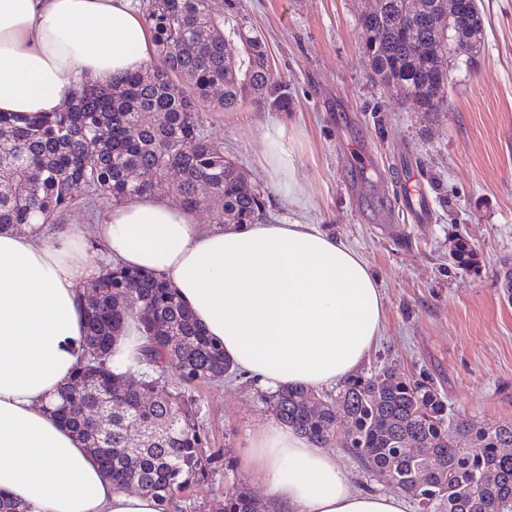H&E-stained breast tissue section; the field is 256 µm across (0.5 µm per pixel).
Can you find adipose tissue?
I'll list each match as a JSON object with an SVG mask.
<instances>
[{
    "instance_id": "obj_1",
    "label": "adipose tissue",
    "mask_w": 512,
    "mask_h": 512,
    "mask_svg": "<svg viewBox=\"0 0 512 512\" xmlns=\"http://www.w3.org/2000/svg\"><path fill=\"white\" fill-rule=\"evenodd\" d=\"M154 59L137 0H0V112L61 111L83 81L105 85ZM266 162L277 191L298 203L277 139L268 141ZM94 240L108 258L170 282L234 368L267 391L344 381L382 329L375 275L315 224L205 228L168 199L146 195L90 229H0V493L30 512H167L152 495L115 488L43 408L82 358L79 298L95 274ZM245 464L274 512H406L403 497L356 490L330 451L275 421Z\"/></svg>"
}]
</instances>
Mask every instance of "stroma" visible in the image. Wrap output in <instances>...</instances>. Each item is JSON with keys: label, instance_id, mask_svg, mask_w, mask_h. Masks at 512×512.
<instances>
[{"label": "stroma", "instance_id": "stroma-1", "mask_svg": "<svg viewBox=\"0 0 512 512\" xmlns=\"http://www.w3.org/2000/svg\"><path fill=\"white\" fill-rule=\"evenodd\" d=\"M272 71L293 109L199 102L209 138L265 192L275 221L318 224L359 252L383 301L382 332L361 367L395 365L433 379L449 403L486 422L512 421V301L501 286L512 262V0H479L484 18L472 65L448 60V95L418 112L371 83L359 49L358 0H245ZM290 155L303 202L289 204L264 165L269 136ZM464 235L475 269L449 253ZM215 474L193 512H224L230 490L264 498L239 459L273 415L250 381L198 385ZM353 486L388 493L342 445L331 447Z\"/></svg>", "mask_w": 512, "mask_h": 512}]
</instances>
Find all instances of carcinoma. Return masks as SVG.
<instances>
[{
	"instance_id": "obj_1",
	"label": "carcinoma",
	"mask_w": 512,
	"mask_h": 512,
	"mask_svg": "<svg viewBox=\"0 0 512 512\" xmlns=\"http://www.w3.org/2000/svg\"><path fill=\"white\" fill-rule=\"evenodd\" d=\"M143 16L157 64L109 85L85 81L68 108L39 120L0 112V227L37 218L58 224L83 200L116 207L160 187L187 211H209L215 224L266 218L262 189L209 139L196 108L208 99L221 112L246 101L291 109L244 0H145ZM483 28L448 27V0H378L375 13L361 17L368 78L421 112H437L447 100L448 44H479ZM449 259L463 270L479 263L462 236ZM83 297L84 362L47 410L117 488L194 507L196 487L213 471L192 388L235 375L223 346L160 277L105 267ZM122 334L137 343L135 385H125L128 371L117 358ZM171 366L176 384L167 376ZM109 396L112 428L101 435L88 416ZM268 400L279 423L323 448L339 440L371 472L392 474L418 512H512V455L502 453L512 448V421L462 416L430 381L387 365L334 391L287 387ZM340 412L349 421L343 435ZM224 512L266 507L228 491Z\"/></svg>"
}]
</instances>
